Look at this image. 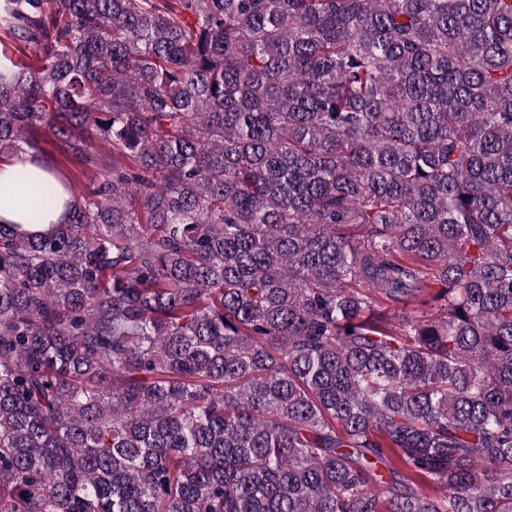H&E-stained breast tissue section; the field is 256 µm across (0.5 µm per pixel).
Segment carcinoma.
Instances as JSON below:
<instances>
[{"mask_svg": "<svg viewBox=\"0 0 512 512\" xmlns=\"http://www.w3.org/2000/svg\"><path fill=\"white\" fill-rule=\"evenodd\" d=\"M0 35V155L53 175L0 224V512H512V0Z\"/></svg>", "mask_w": 512, "mask_h": 512, "instance_id": "cac0c4a2", "label": "carcinoma"}]
</instances>
